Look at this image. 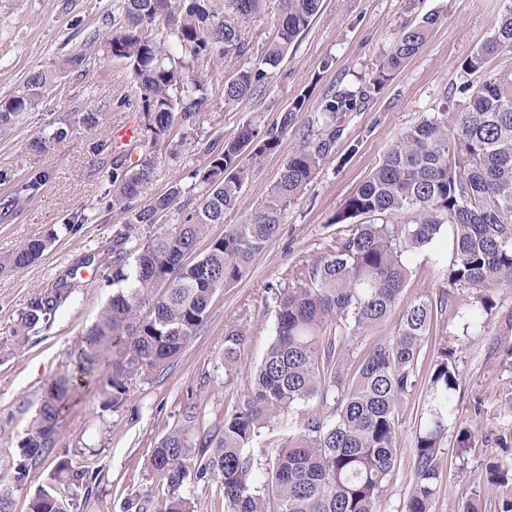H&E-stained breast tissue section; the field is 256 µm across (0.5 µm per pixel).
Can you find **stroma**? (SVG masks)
Segmentation results:
<instances>
[{
    "mask_svg": "<svg viewBox=\"0 0 512 512\" xmlns=\"http://www.w3.org/2000/svg\"><path fill=\"white\" fill-rule=\"evenodd\" d=\"M116 0H0V99L13 95L34 71L62 59L79 65L62 74L43 102L8 135L0 138V208L18 183L38 171L49 180L38 198L10 221L0 220V255L23 242L55 233L43 256L28 268L0 271V494L11 512H28L30 498L56 486L59 453L76 449L72 463L93 471L97 482L80 512H124L132 491L150 488L154 501L167 494L149 476L148 461L156 443L182 420L186 404L199 407L198 432L218 429L224 416L248 395L253 374L275 332V289L287 284L294 269L316 260L340 227L334 222L345 200L378 165L400 131L439 110L446 98H459L466 80L462 61L486 39L494 20L512 0H323L320 13L293 43L282 62L253 97L225 104L223 86L236 70L257 64L277 35L278 0H265L246 34L248 55L208 61L209 107L194 134L172 132L175 156L160 157L140 206L178 185L199 195L192 177L204 164V141L233 139L243 125L275 123L295 96L310 91V109L319 111L323 93L368 84L399 34L432 19L418 53L380 92L347 113L336 143L304 194L286 213L279 237L255 259L250 272L234 286L216 292L207 319L162 374L131 387L124 405L102 409L98 398H75L60 416L52 455L30 463L23 482L13 479L20 443L28 436L48 381L70 369L88 330L114 291L112 238L128 220L120 207H107L109 174L117 160H137L135 144L115 145L126 124H140L136 84L130 69L107 54L104 40L112 29ZM65 139L54 140L59 127ZM307 121L283 134L278 148L264 156L244 184L236 209L212 229L242 223L265 199L284 161L301 144ZM452 255L450 232L407 257L409 281L387 321L349 337V350L337 367L340 384L351 382L355 365L370 343L392 335L404 305L415 297L442 296L447 308L440 329L457 347L461 384L452 402L455 412L440 445L442 478L431 512H460L478 501L482 512H496L507 488L489 483L485 465L512 461L497 435L512 433V362L490 346L512 328V287H490L496 306L479 311L478 289L449 286L445 273ZM67 281L71 289L50 324L28 341L18 342L19 315L35 291ZM241 326L247 344L234 367L224 365L227 328ZM429 374L421 360L415 390L398 411L397 462L385 482L381 512H401L413 481V449ZM475 434L471 448L460 450V428ZM300 430L299 423L278 419L249 443L255 482H262L275 462L276 450Z\"/></svg>",
    "mask_w": 512,
    "mask_h": 512,
    "instance_id": "stroma-1",
    "label": "stroma"
}]
</instances>
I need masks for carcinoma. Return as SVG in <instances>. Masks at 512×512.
Segmentation results:
<instances>
[{
    "label": "carcinoma",
    "mask_w": 512,
    "mask_h": 512,
    "mask_svg": "<svg viewBox=\"0 0 512 512\" xmlns=\"http://www.w3.org/2000/svg\"><path fill=\"white\" fill-rule=\"evenodd\" d=\"M264 0H121L107 36V53L124 60L137 86V104L147 119L148 139L136 162L113 163L107 208L120 205L129 220L112 240V283L120 285L85 336L75 371L48 383L33 430L21 444L15 479L28 464L53 449L57 420L77 395L90 391L104 409L124 404L131 386L163 372L203 325L215 293L242 279L275 239L286 211L298 200L321 162L333 154L340 123L370 91H379L418 53L428 27L405 30L379 64L370 89L327 92L308 123L303 144L285 160L261 206L224 235L210 228L238 205L254 162L274 151L280 137L309 110L300 94L272 127L248 123L232 140L205 144V163L195 173L202 185L194 202L180 203L173 186L147 208L135 207L153 180L158 154L173 129L191 133L208 108L207 74L195 66L218 54L241 58L250 50L243 25L257 17ZM278 32L258 65L237 71L224 83V103L251 97L310 26L323 0H279ZM162 18L173 38L157 37L149 25ZM512 49V8L498 17L493 33L462 62L464 100L402 131L374 172L352 193L334 223L347 229L332 237L320 257L293 271L274 294L275 336L258 367L244 403L224 416L218 435L192 440L198 407L183 410L181 424L153 448L150 475L167 486L168 498L155 512H194L184 488L216 482L227 512H380L387 475L397 448L400 402L416 387L418 363L430 357L427 417L417 437L414 478L403 512H430L440 482L441 439L453 415L452 395L461 373L458 349L442 337L426 349L444 303L428 295L405 307L398 329L373 342L358 360L351 386L333 397L330 414H312L301 431L277 451L261 486L254 485L245 447L279 415L293 414L313 399L327 401L336 387V364L347 351L346 337L384 323L409 278L406 255L430 245L452 227L448 286H512V70L495 71L491 61ZM77 59L30 74L22 91L0 100V133L36 107ZM48 179L32 174L7 205L35 199ZM179 222L142 239L143 225L158 223L170 210ZM207 247L198 252L202 240ZM133 244L127 248V244ZM48 241L30 239L0 257V269L22 270L38 260ZM135 253L131 267L126 256ZM68 292L61 282L36 291L22 311L16 332L26 338L48 324ZM149 307V314L142 313ZM247 332L230 328L224 363L234 364ZM488 481L512 486V463H487ZM62 498L38 491L29 512H72L79 493H90L89 471L62 459L56 466ZM145 491L125 498L124 512H147Z\"/></svg>",
    "instance_id": "1"
}]
</instances>
